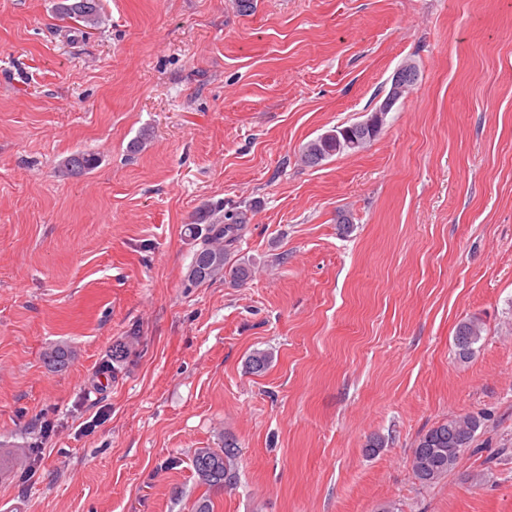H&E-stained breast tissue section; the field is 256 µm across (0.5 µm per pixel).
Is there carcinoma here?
<instances>
[{"instance_id": "1", "label": "carcinoma", "mask_w": 512, "mask_h": 512, "mask_svg": "<svg viewBox=\"0 0 512 512\" xmlns=\"http://www.w3.org/2000/svg\"><path fill=\"white\" fill-rule=\"evenodd\" d=\"M56 10L62 18L88 28L96 27L101 21L99 0H59ZM340 129L337 138L320 135L307 141L299 152L300 165L313 168L334 156L358 152L380 135V131H373L368 126L347 129L342 125ZM97 164L95 155L77 152L62 161L61 172L67 176H81ZM199 221L206 222V225L192 224L188 228L190 236L200 242L185 275L188 286H199L223 277L235 284L252 278L255 274L252 261L231 259L247 224V211L231 208L221 214L216 209L200 216ZM483 331L484 324L478 318H469L458 324L455 336L467 339V348L456 347L459 358L468 359L475 354ZM71 358L72 351L63 344L55 345L44 353L47 364L57 371L65 369ZM270 362L269 352L256 349L248 356L246 368L249 373L258 375L265 372ZM480 426L478 415L451 416L419 435L412 452L419 458V464L412 466L419 482L430 486L444 479L466 449L471 447ZM240 458L238 439L230 432L224 433L222 446L198 449L192 458L198 484L209 490L236 486Z\"/></svg>"}]
</instances>
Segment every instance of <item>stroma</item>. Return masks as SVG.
<instances>
[{
	"instance_id": "stroma-1",
	"label": "stroma",
	"mask_w": 512,
	"mask_h": 512,
	"mask_svg": "<svg viewBox=\"0 0 512 512\" xmlns=\"http://www.w3.org/2000/svg\"><path fill=\"white\" fill-rule=\"evenodd\" d=\"M57 2L0 0V512H191L226 431L214 512H512V0ZM407 61L371 146L299 164ZM239 203L254 276L186 287L188 224ZM469 413L421 484L418 434ZM56 10L63 19L88 28H95L102 19L99 0H60ZM98 159L94 154L77 152L65 158L61 163V172L67 176H81L94 169ZM484 331V324L483 322L478 318H469L462 322H460L457 326L456 332H455V339H454V345L456 347V353L460 359H468L472 357L476 349V345L479 344V342L482 339V333ZM458 336H465L467 339V348L464 349L458 345V343L461 346H465L466 341L463 337H461L457 343ZM480 426L478 415L451 416L420 434L412 452L420 462L411 467L419 482L430 486L444 479L471 448ZM220 448H199L193 455L192 467L199 485L208 490L231 489L237 485L241 447L238 439L224 432Z\"/></svg>"
}]
</instances>
